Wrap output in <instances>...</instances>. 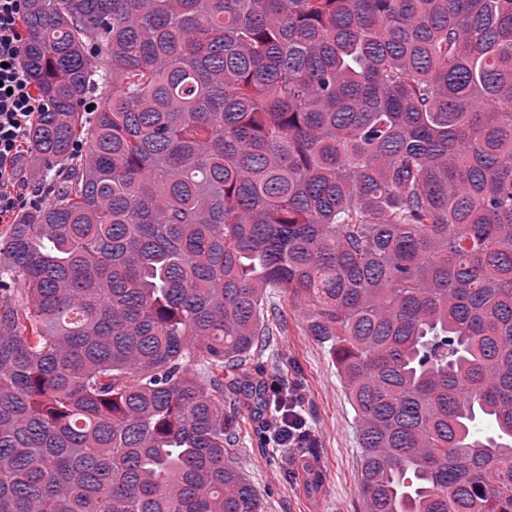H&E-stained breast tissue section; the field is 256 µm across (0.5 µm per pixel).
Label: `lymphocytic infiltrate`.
I'll return each mask as SVG.
<instances>
[{
	"label": "lymphocytic infiltrate",
	"mask_w": 512,
	"mask_h": 512,
	"mask_svg": "<svg viewBox=\"0 0 512 512\" xmlns=\"http://www.w3.org/2000/svg\"><path fill=\"white\" fill-rule=\"evenodd\" d=\"M27 0H0V222L12 219L18 210L37 207L39 188L30 186L18 165L23 144L34 119L47 111L37 96L21 62L20 19ZM282 448L299 447L310 429L298 395L288 397L287 415H273Z\"/></svg>",
	"instance_id": "f902f5d3"
}]
</instances>
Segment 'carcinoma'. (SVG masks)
Masks as SVG:
<instances>
[{
    "label": "carcinoma",
    "mask_w": 512,
    "mask_h": 512,
    "mask_svg": "<svg viewBox=\"0 0 512 512\" xmlns=\"http://www.w3.org/2000/svg\"><path fill=\"white\" fill-rule=\"evenodd\" d=\"M50 199L0 238V512H262L279 288L364 512H512V0H28ZM98 93L93 116L80 111Z\"/></svg>",
    "instance_id": "carcinoma-1"
}]
</instances>
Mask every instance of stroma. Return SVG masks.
I'll return each instance as SVG.
<instances>
[{"instance_id": "35a3bbf8", "label": "stroma", "mask_w": 512, "mask_h": 512, "mask_svg": "<svg viewBox=\"0 0 512 512\" xmlns=\"http://www.w3.org/2000/svg\"><path fill=\"white\" fill-rule=\"evenodd\" d=\"M264 317L271 334L245 369L296 387L317 445L304 456L288 451L292 477L284 479L262 423L246 416L234 450L238 466L259 494L263 512H363L355 412L327 345L308 335L305 312L283 293L269 296Z\"/></svg>"}]
</instances>
